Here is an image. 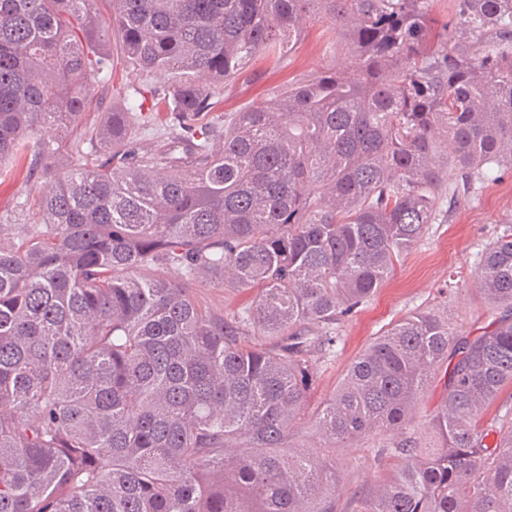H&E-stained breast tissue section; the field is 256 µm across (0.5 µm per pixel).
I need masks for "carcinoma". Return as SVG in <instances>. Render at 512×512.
I'll use <instances>...</instances> for the list:
<instances>
[{"instance_id":"carcinoma-1","label":"carcinoma","mask_w":512,"mask_h":512,"mask_svg":"<svg viewBox=\"0 0 512 512\" xmlns=\"http://www.w3.org/2000/svg\"><path fill=\"white\" fill-rule=\"evenodd\" d=\"M98 2L0 0V173L41 179L37 221H0V512H336L334 449L391 431L352 512H512V426L484 420L512 390L511 234L479 268L484 331L405 316L314 411L320 450L293 439L312 362L436 223L448 171L512 168V0L446 21L431 0ZM312 19L352 68L205 120ZM118 62L139 83L80 126ZM200 277L251 306L224 320ZM445 395L443 373L432 375L426 390L418 400L414 410V423L412 425L418 435L425 436L423 431L424 422L428 419L429 414L440 406Z\"/></svg>"}]
</instances>
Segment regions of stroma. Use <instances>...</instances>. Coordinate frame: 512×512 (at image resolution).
<instances>
[{"label": "stroma", "instance_id": "35a3bbf8", "mask_svg": "<svg viewBox=\"0 0 512 512\" xmlns=\"http://www.w3.org/2000/svg\"><path fill=\"white\" fill-rule=\"evenodd\" d=\"M336 34L326 23H308L297 46L282 59L257 57L249 65L255 80L238 81L224 90L221 111L235 112L249 103L268 99L314 71L352 65L346 48L336 45ZM35 181L28 167L11 166L0 175V217L12 213L18 202L35 206ZM512 227V168L498 181L477 183L459 201L443 206L435 224L397 267L393 277L372 300L342 323L335 353L313 368L315 382L308 401L317 405L336 388L349 363L387 328L405 315L444 307L462 335L478 334L488 323L485 306L476 291V273L489 242ZM372 440L340 449L336 462L344 482L337 501L345 508L369 474Z\"/></svg>", "mask_w": 512, "mask_h": 512}]
</instances>
